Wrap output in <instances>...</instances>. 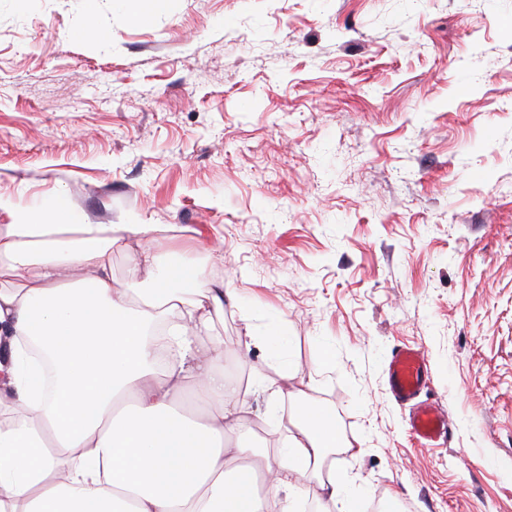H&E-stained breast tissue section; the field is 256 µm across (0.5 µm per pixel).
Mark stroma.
Wrapping results in <instances>:
<instances>
[{"instance_id":"1","label":"stroma","mask_w":512,"mask_h":512,"mask_svg":"<svg viewBox=\"0 0 512 512\" xmlns=\"http://www.w3.org/2000/svg\"><path fill=\"white\" fill-rule=\"evenodd\" d=\"M0 197V225H157L223 283L250 446L292 428L288 365L363 449L360 512H512V0H0ZM405 345L432 448L389 391ZM387 373L390 392L403 403L415 400L429 381V367L424 353L410 347L392 353ZM448 414L434 403H423L410 416L409 431L418 441L431 445L448 435Z\"/></svg>"}]
</instances>
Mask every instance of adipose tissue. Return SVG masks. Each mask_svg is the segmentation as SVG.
<instances>
[{
  "label": "adipose tissue",
  "instance_id": "obj_1",
  "mask_svg": "<svg viewBox=\"0 0 512 512\" xmlns=\"http://www.w3.org/2000/svg\"><path fill=\"white\" fill-rule=\"evenodd\" d=\"M151 224H81L63 200L0 226V512H297L306 484L321 512H357L348 483L323 474L341 440L336 413L306 403L271 458L234 416L240 391L224 347L198 332L224 306L201 265L160 256ZM151 271L112 285V252ZM169 317L159 362L147 330ZM39 348L52 361L42 389Z\"/></svg>",
  "mask_w": 512,
  "mask_h": 512
}]
</instances>
